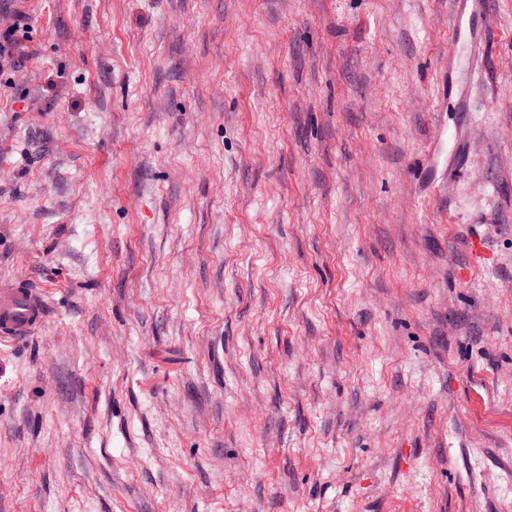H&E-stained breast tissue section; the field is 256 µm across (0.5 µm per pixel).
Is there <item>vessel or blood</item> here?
<instances>
[{
    "instance_id": "vessel-or-blood-1",
    "label": "vessel or blood",
    "mask_w": 512,
    "mask_h": 512,
    "mask_svg": "<svg viewBox=\"0 0 512 512\" xmlns=\"http://www.w3.org/2000/svg\"><path fill=\"white\" fill-rule=\"evenodd\" d=\"M456 37L472 38L485 32L488 16L484 6L476 10H455L452 15ZM47 302L42 289L27 282H13L0 287V341L26 340L43 325Z\"/></svg>"
}]
</instances>
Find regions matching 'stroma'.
<instances>
[{"label":"stroma","mask_w":512,"mask_h":512,"mask_svg":"<svg viewBox=\"0 0 512 512\" xmlns=\"http://www.w3.org/2000/svg\"><path fill=\"white\" fill-rule=\"evenodd\" d=\"M486 9L452 55L451 0H0V284L49 305L0 341V512H512ZM25 29L26 27L21 25L20 19L5 29H0V82L3 75L17 66L14 49L26 38Z\"/></svg>","instance_id":"35a3bbf8"}]
</instances>
